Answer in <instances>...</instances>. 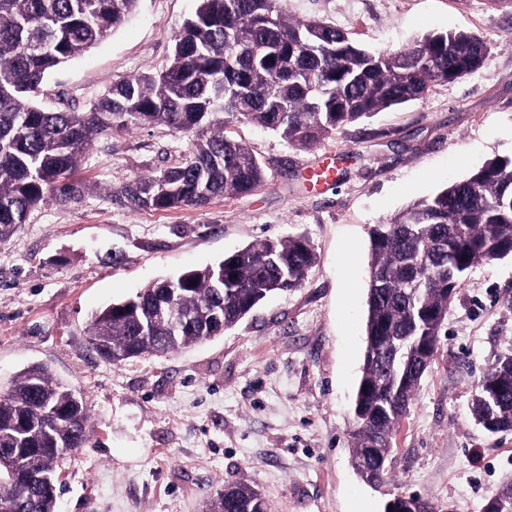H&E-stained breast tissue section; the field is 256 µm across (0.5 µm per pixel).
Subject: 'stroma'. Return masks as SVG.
I'll use <instances>...</instances> for the list:
<instances>
[{"label": "stroma", "mask_w": 512, "mask_h": 512, "mask_svg": "<svg viewBox=\"0 0 512 512\" xmlns=\"http://www.w3.org/2000/svg\"><path fill=\"white\" fill-rule=\"evenodd\" d=\"M375 51L465 31L482 66L310 148L228 118L265 168L264 184L205 207L132 211L111 194L178 165L187 137L163 125L102 137L77 202L40 206L0 244V394L41 364L81 393L85 444L58 468L57 512H202L247 480L273 512H384L398 493L438 512H482L512 477V432L470 411L474 389L512 349V257L473 269L448 308L435 361L375 488L351 465L353 401L365 351L370 232L496 156H512V5L506 0H286ZM196 0H138L129 21L51 72L38 104L88 108L114 81L165 69ZM334 181L315 185L320 164ZM310 239L302 286L270 297L223 335L120 365L92 348L93 312L149 283L217 263L259 240Z\"/></svg>", "instance_id": "obj_1"}]
</instances>
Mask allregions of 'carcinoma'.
I'll use <instances>...</instances> for the list:
<instances>
[{
  "mask_svg": "<svg viewBox=\"0 0 512 512\" xmlns=\"http://www.w3.org/2000/svg\"><path fill=\"white\" fill-rule=\"evenodd\" d=\"M138 0H0V243L38 205L67 202L99 136L164 124L189 140L177 166L114 192L132 210L203 207L266 180L224 116L309 147L391 106L424 99L440 82L478 70L487 47L463 31L434 32L396 51H372L316 20L292 22L285 0H197L157 75L115 82L84 111L32 103L48 74L123 25ZM455 203L448 205V198ZM512 255V157H495L371 235L366 350L354 403L351 461L367 483L389 481L393 439L431 366L448 305L477 265ZM315 261L303 235L266 238L150 283L92 315L90 344L117 365L177 353L233 328L273 294L301 287ZM472 414L490 433L512 431V352L476 385ZM90 421L82 397L35 365L0 405V500L16 512H55L60 459L81 447ZM512 512V483L492 491ZM206 512H272L245 480L224 485Z\"/></svg>",
  "mask_w": 512,
  "mask_h": 512,
  "instance_id": "cac0c4a2",
  "label": "carcinoma"
}]
</instances>
